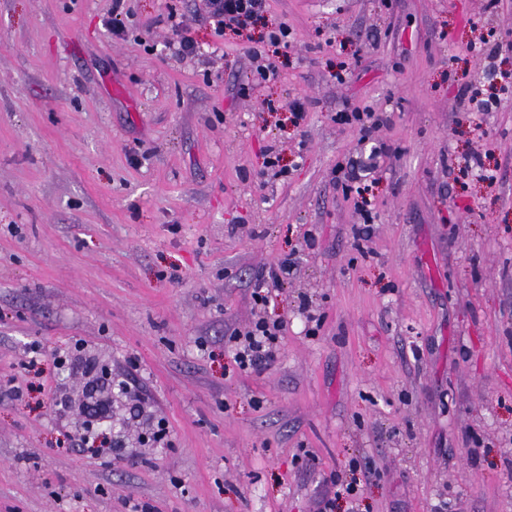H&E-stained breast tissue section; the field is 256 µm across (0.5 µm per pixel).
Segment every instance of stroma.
Instances as JSON below:
<instances>
[{"instance_id": "obj_1", "label": "stroma", "mask_w": 512, "mask_h": 512, "mask_svg": "<svg viewBox=\"0 0 512 512\" xmlns=\"http://www.w3.org/2000/svg\"><path fill=\"white\" fill-rule=\"evenodd\" d=\"M171 3L195 55L167 48ZM124 8L122 40L112 0H0V512H315L352 459L363 512H512V91L478 109L512 71V0H267L220 39L202 0ZM354 109L381 117L369 138L336 124ZM287 254L277 359L239 373L224 338ZM80 347L168 447L67 440L55 358ZM339 169L342 173V176L339 180L342 191L346 194L348 192L355 193L354 205L356 210L359 211L360 215L362 216L364 224H371L373 221L372 201L370 197L366 196V194H368L369 186H355V183L358 180V176L355 173V165L353 161L348 162L346 167L340 166Z\"/></svg>"}]
</instances>
